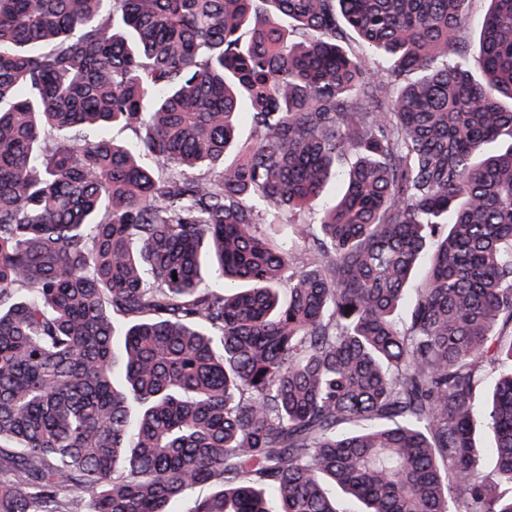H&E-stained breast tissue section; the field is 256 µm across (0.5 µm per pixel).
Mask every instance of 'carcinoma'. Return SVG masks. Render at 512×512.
Instances as JSON below:
<instances>
[{
	"label": "carcinoma",
	"mask_w": 512,
	"mask_h": 512,
	"mask_svg": "<svg viewBox=\"0 0 512 512\" xmlns=\"http://www.w3.org/2000/svg\"><path fill=\"white\" fill-rule=\"evenodd\" d=\"M471 3L0 0V512H512V0L476 73Z\"/></svg>",
	"instance_id": "1"
}]
</instances>
